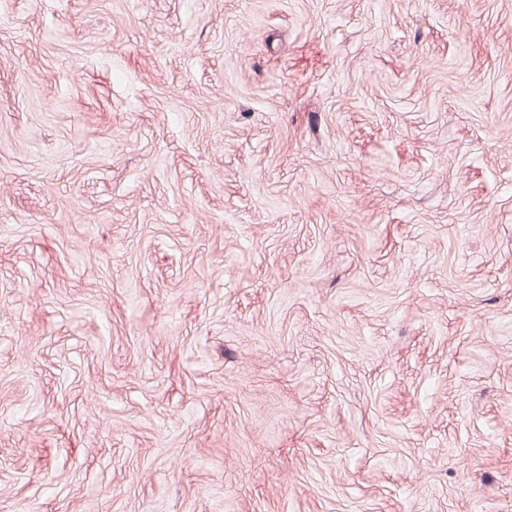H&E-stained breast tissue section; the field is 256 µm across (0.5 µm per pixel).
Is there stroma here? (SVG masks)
I'll return each mask as SVG.
<instances>
[{
	"label": "stroma",
	"mask_w": 512,
	"mask_h": 512,
	"mask_svg": "<svg viewBox=\"0 0 512 512\" xmlns=\"http://www.w3.org/2000/svg\"><path fill=\"white\" fill-rule=\"evenodd\" d=\"M0 512H512V0H0Z\"/></svg>",
	"instance_id": "stroma-1"
}]
</instances>
